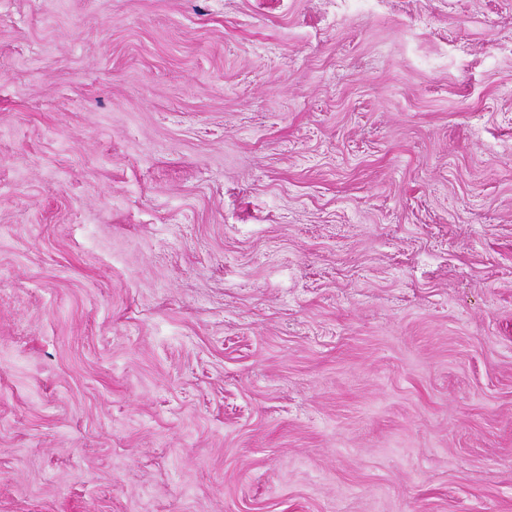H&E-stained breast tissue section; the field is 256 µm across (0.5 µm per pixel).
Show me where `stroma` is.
<instances>
[{"label":"stroma","instance_id":"1","mask_svg":"<svg viewBox=\"0 0 512 512\" xmlns=\"http://www.w3.org/2000/svg\"><path fill=\"white\" fill-rule=\"evenodd\" d=\"M512 0H0V512H512Z\"/></svg>","mask_w":512,"mask_h":512}]
</instances>
